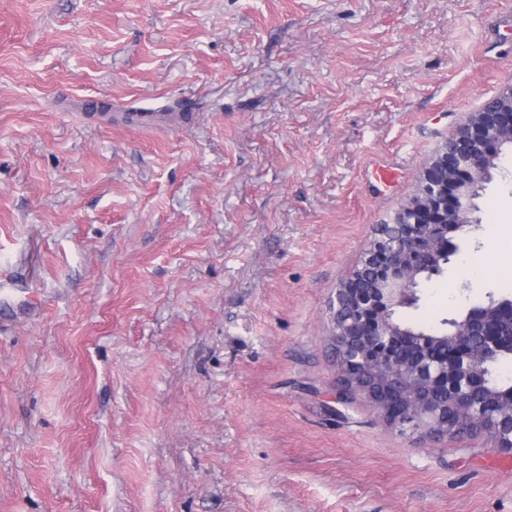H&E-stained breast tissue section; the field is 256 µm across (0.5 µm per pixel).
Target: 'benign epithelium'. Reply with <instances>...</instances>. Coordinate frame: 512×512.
Segmentation results:
<instances>
[{"label":"benign epithelium","mask_w":512,"mask_h":512,"mask_svg":"<svg viewBox=\"0 0 512 512\" xmlns=\"http://www.w3.org/2000/svg\"><path fill=\"white\" fill-rule=\"evenodd\" d=\"M512 141V84L483 103L420 171L419 189L392 226L376 225L361 263L339 288L329 341L339 384L336 402L367 401L380 419L412 434L437 439L488 436L512 452V392L487 388L489 366L512 355V300L490 298L448 320L441 336L417 334L403 359L409 332L393 312L418 301L416 288L428 255L450 235L478 227L477 199L491 177L487 160ZM448 345L442 357L429 347ZM457 423L448 424V403Z\"/></svg>","instance_id":"obj_1"}]
</instances>
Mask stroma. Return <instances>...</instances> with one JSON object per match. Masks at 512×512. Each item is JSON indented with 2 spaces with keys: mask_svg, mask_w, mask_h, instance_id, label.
<instances>
[{
  "mask_svg": "<svg viewBox=\"0 0 512 512\" xmlns=\"http://www.w3.org/2000/svg\"><path fill=\"white\" fill-rule=\"evenodd\" d=\"M512 0H0V512H512V454L334 399L335 292ZM401 319L512 294V156Z\"/></svg>",
  "mask_w": 512,
  "mask_h": 512,
  "instance_id": "stroma-1",
  "label": "stroma"
}]
</instances>
